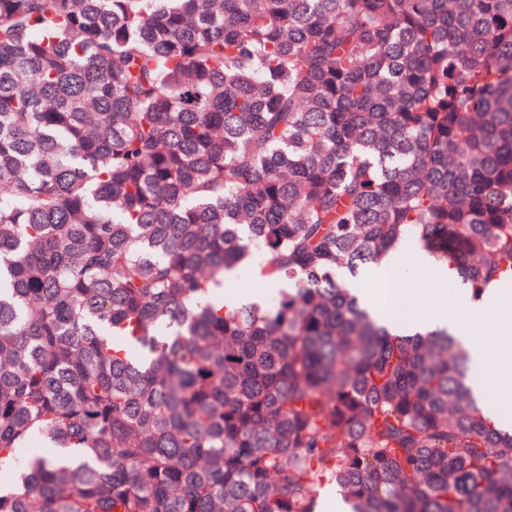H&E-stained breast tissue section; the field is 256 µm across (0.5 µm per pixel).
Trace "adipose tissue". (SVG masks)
<instances>
[{
	"mask_svg": "<svg viewBox=\"0 0 512 512\" xmlns=\"http://www.w3.org/2000/svg\"><path fill=\"white\" fill-rule=\"evenodd\" d=\"M401 255L390 256L387 263L376 270L383 289L374 295H363L362 300L373 306L385 321H392L390 306L401 292L397 273L401 268ZM425 273L434 275L441 287L434 295L432 306L415 317V330L427 332L435 329H449L457 338L465 333L458 323V314L487 317V330L492 340L481 344L469 342V365L472 369V387L486 405L487 413L495 420H502L508 408L512 407V341L502 342L501 337L512 334V300L504 294L494 292L487 298L475 300L468 288L448 289L452 278L450 270L426 262L422 265Z\"/></svg>",
	"mask_w": 512,
	"mask_h": 512,
	"instance_id": "obj_1",
	"label": "adipose tissue"
}]
</instances>
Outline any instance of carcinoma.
<instances>
[{"instance_id":"carcinoma-1","label":"carcinoma","mask_w":512,"mask_h":512,"mask_svg":"<svg viewBox=\"0 0 512 512\" xmlns=\"http://www.w3.org/2000/svg\"><path fill=\"white\" fill-rule=\"evenodd\" d=\"M409 239L512 282V0H0V512H512ZM403 259L400 252L391 255L388 262L378 267L373 275H377L378 280L385 284L378 294L368 295L364 293L362 288L356 284L355 288L358 289L359 298L370 307H374L379 312L380 316L388 323V325H395V320L390 312V306L397 300L401 292V284L397 279V272L401 269ZM413 273V270H409L404 275H401L406 284V290L394 306L395 310L402 314L405 319L416 307L431 301L433 296L432 288H435L432 281L427 280V276H415Z\"/></svg>"}]
</instances>
